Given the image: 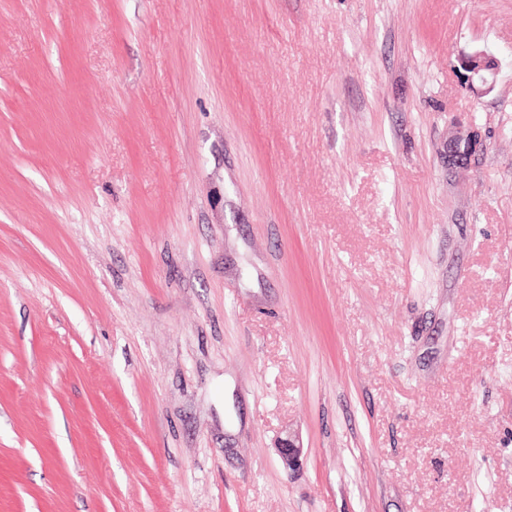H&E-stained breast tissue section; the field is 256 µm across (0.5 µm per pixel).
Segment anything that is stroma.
<instances>
[{
	"mask_svg": "<svg viewBox=\"0 0 512 512\" xmlns=\"http://www.w3.org/2000/svg\"><path fill=\"white\" fill-rule=\"evenodd\" d=\"M0 512H512V0H0ZM499 68L500 59L496 54L485 47H477L458 58L457 74L462 86L473 90L478 85L488 93L494 88ZM484 150L481 128L473 124L465 135L448 136V167L463 168ZM302 455L303 446L296 436L288 433L285 438L281 439L279 456L285 468L292 470L299 466Z\"/></svg>",
	"mask_w": 512,
	"mask_h": 512,
	"instance_id": "35a3bbf8",
	"label": "stroma"
}]
</instances>
